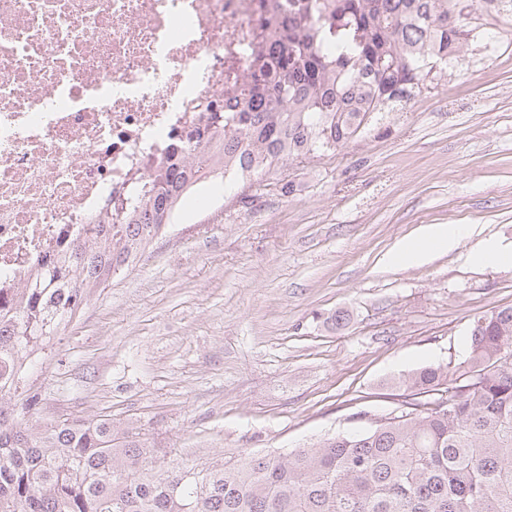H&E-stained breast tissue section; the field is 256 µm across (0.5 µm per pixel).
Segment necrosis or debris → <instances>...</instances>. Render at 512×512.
Wrapping results in <instances>:
<instances>
[{"label": "necrosis or debris", "instance_id": "obj_1", "mask_svg": "<svg viewBox=\"0 0 512 512\" xmlns=\"http://www.w3.org/2000/svg\"><path fill=\"white\" fill-rule=\"evenodd\" d=\"M294 0H0V304L224 99Z\"/></svg>", "mask_w": 512, "mask_h": 512}]
</instances>
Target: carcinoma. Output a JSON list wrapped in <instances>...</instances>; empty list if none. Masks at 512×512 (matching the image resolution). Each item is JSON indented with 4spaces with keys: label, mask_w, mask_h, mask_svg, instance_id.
Segmentation results:
<instances>
[{
    "label": "carcinoma",
    "mask_w": 512,
    "mask_h": 512,
    "mask_svg": "<svg viewBox=\"0 0 512 512\" xmlns=\"http://www.w3.org/2000/svg\"><path fill=\"white\" fill-rule=\"evenodd\" d=\"M267 18L250 81L196 129L206 145L160 166L141 198L106 224H82L0 309V512H512V307L474 322L457 369L401 378L405 409L362 431L287 454L156 464L164 449L112 419L32 422L38 393L9 404L26 368L92 291L218 178L257 176L285 159L336 150L420 93L470 40L462 0H311ZM453 401L437 410L436 395Z\"/></svg>",
    "instance_id": "carcinoma-1"
}]
</instances>
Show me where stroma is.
<instances>
[{"instance_id":"obj_1","label":"stroma","mask_w":512,"mask_h":512,"mask_svg":"<svg viewBox=\"0 0 512 512\" xmlns=\"http://www.w3.org/2000/svg\"><path fill=\"white\" fill-rule=\"evenodd\" d=\"M471 13L457 60L344 147L187 196L34 357L36 420L106 416L185 464L288 452L398 410L394 378L458 367L474 321L512 307V265L473 260L512 249V16ZM429 224L476 233L393 264ZM475 259L486 266H507L512 264V251L504 250L494 242H489L476 254Z\"/></svg>"}]
</instances>
